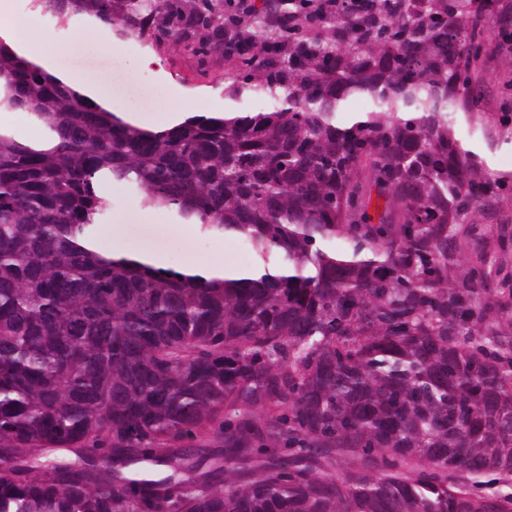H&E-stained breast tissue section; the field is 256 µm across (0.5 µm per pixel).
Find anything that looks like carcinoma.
<instances>
[{"instance_id":"obj_1","label":"carcinoma","mask_w":512,"mask_h":512,"mask_svg":"<svg viewBox=\"0 0 512 512\" xmlns=\"http://www.w3.org/2000/svg\"><path fill=\"white\" fill-rule=\"evenodd\" d=\"M46 2L224 51L210 0ZM272 10L224 115L160 132L0 40V109L45 131L0 127V512H512V246L468 221L512 193L459 139L493 134L489 18L512 86V0ZM114 182L255 275L91 248ZM469 221L474 224H481L484 228L481 240L482 248L491 257L498 245L499 236L497 232V220L488 217L482 210H474L469 215Z\"/></svg>"}]
</instances>
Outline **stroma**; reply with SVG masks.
<instances>
[{
	"instance_id": "stroma-1",
	"label": "stroma",
	"mask_w": 512,
	"mask_h": 512,
	"mask_svg": "<svg viewBox=\"0 0 512 512\" xmlns=\"http://www.w3.org/2000/svg\"><path fill=\"white\" fill-rule=\"evenodd\" d=\"M66 36H53L60 63L77 59L87 79L110 87L111 109L129 113L143 111L144 100H152L156 112H179L191 103L203 111H224L225 74L229 63L223 54L198 57L184 43L155 41L150 30L119 31L81 15L56 16ZM468 149L485 162L488 173L512 184V126L494 143L481 133L460 127ZM112 211L98 230L100 248L129 245L163 254L169 266L206 261L216 257L226 263L247 266L250 254L232 239L208 240L189 225L177 224L164 214L141 208L135 192L123 184H113Z\"/></svg>"
}]
</instances>
